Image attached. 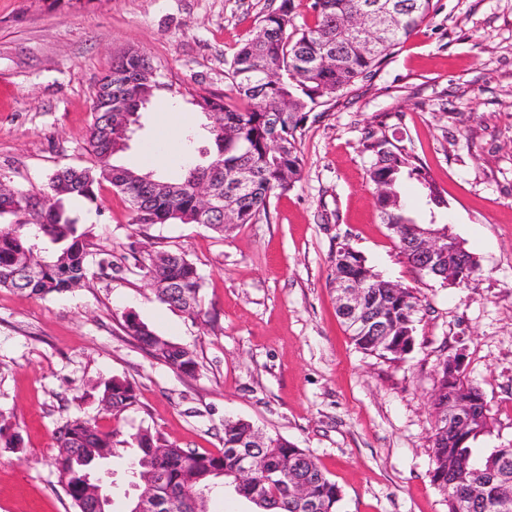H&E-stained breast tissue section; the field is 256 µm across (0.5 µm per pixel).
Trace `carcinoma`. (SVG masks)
Segmentation results:
<instances>
[{"label":"carcinoma","mask_w":512,"mask_h":512,"mask_svg":"<svg viewBox=\"0 0 512 512\" xmlns=\"http://www.w3.org/2000/svg\"><path fill=\"white\" fill-rule=\"evenodd\" d=\"M434 0H311L314 24L298 27L292 0H281L278 8L265 14L255 35L247 40L228 62L227 76L236 97L215 93L198 94L192 104L205 117L201 129L209 134L210 147L200 153L205 165L187 167L178 177L120 163L128 146L119 134V113L140 102H152L156 93L168 88L156 70L135 50L114 59L101 88L112 87V100L101 97L90 125L85 166L57 169L47 193L16 189L8 206L0 202V216L14 221L0 226V288H13L43 297L81 287L89 277L106 275L112 259L105 252L92 253L88 233L79 231L78 219L65 206V198L97 199L104 184L124 195L130 205L131 223L204 224L224 232V210L237 215L241 224H252L266 214L272 196L291 190L302 177L304 160L299 139L318 106L332 105L356 81L372 76L381 60L407 39L434 11ZM387 11L394 27L386 36L373 30H355L344 20L361 9ZM221 112L224 125L215 128L211 113ZM360 152L370 159L368 179L383 223L390 227L399 253L413 268L420 261L407 252L405 241L415 229L448 232L445 224L417 221L399 191L406 180L416 181L428 202L443 209L442 197L428 169L403 146H397L385 132L371 129L360 142ZM204 183L213 193V205L204 214L197 208L196 187ZM447 275L456 285L467 283L480 267L460 275L443 258ZM147 274L159 301L190 317L201 308V276L182 252L157 251L149 255ZM334 279L363 277L365 313L357 323L340 314L356 347L364 353L397 362L404 358L399 344H416L417 315L421 299L414 288H394L368 265L366 258L348 244L336 250ZM124 331L148 349L154 358L173 370L191 376L198 366L188 347L155 334L132 314L124 319ZM437 405L466 404L482 417L458 429L445 421L432 425L431 482L444 495L448 512H512L501 507L503 497L512 492V467L504 471L497 461L512 448H496L476 459L471 443L490 432L492 418L483 393L462 368L448 376V360L439 363ZM136 402L132 385L121 379L103 383L101 403L118 416ZM258 430L253 423L232 418L224 421V448L219 453L180 448L148 429L136 434L139 450L135 462L145 471L155 466L152 451L167 449L165 479L141 484L140 492L157 496L168 504V512H190L189 496L206 488L213 494L232 489L260 509V512H341L340 487L320 468L305 448L279 435H266V447L259 449L261 469L253 486L236 482L242 446ZM119 430L103 431L89 420L76 417L57 427V447L68 448L83 458L113 456ZM55 467L65 494L75 512H85L89 497L84 468L61 451ZM296 483H303L309 500L293 497ZM479 486V500L466 497V490Z\"/></svg>","instance_id":"cac0c4a2"}]
</instances>
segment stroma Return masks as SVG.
Wrapping results in <instances>:
<instances>
[{
	"mask_svg": "<svg viewBox=\"0 0 512 512\" xmlns=\"http://www.w3.org/2000/svg\"><path fill=\"white\" fill-rule=\"evenodd\" d=\"M281 0H0V181L46 191L61 165L86 164L92 103L112 61L135 49L167 83L141 114L126 166L172 175L202 162L199 139L178 134L158 160L149 144L172 113L201 117L198 93L231 94L227 64ZM436 10L335 106L308 122L301 180L272 197L266 216L219 235L201 224L140 226L103 186L67 201L110 275L35 297L0 288V512H74L54 466L55 430L81 417L120 431L107 467L115 501L143 429L182 448L219 452L224 421L242 418L308 449L343 493L342 512H448L431 483L430 396L447 356L495 419L472 446L512 447V0H435ZM414 150L448 201L431 214L420 187L404 199L422 222L447 224L479 260L468 284L420 275L400 256L375 203L360 152L366 131ZM349 244L375 271L417 289L416 345L403 361L359 351L336 314L332 266ZM186 253L202 276V314L161 303L148 254ZM135 313L194 350L180 374L123 330ZM119 377L137 400L102 412L96 383Z\"/></svg>",
	"mask_w": 512,
	"mask_h": 512,
	"instance_id": "obj_1",
	"label": "stroma"
}]
</instances>
